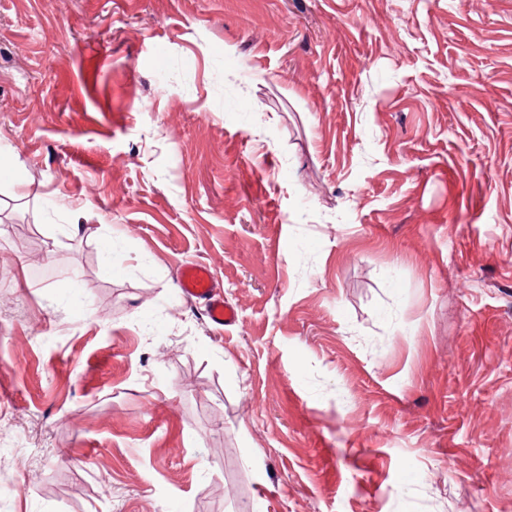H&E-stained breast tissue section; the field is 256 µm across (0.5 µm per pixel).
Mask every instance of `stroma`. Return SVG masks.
I'll list each match as a JSON object with an SVG mask.
<instances>
[{
  "mask_svg": "<svg viewBox=\"0 0 512 512\" xmlns=\"http://www.w3.org/2000/svg\"><path fill=\"white\" fill-rule=\"evenodd\" d=\"M0 153V512H512V0H0ZM176 284L182 294L204 302L212 322L229 326L236 321L237 313L224 303V298L215 290L214 278L206 265L185 263L178 272Z\"/></svg>",
  "mask_w": 512,
  "mask_h": 512,
  "instance_id": "35a3bbf8",
  "label": "stroma"
}]
</instances>
